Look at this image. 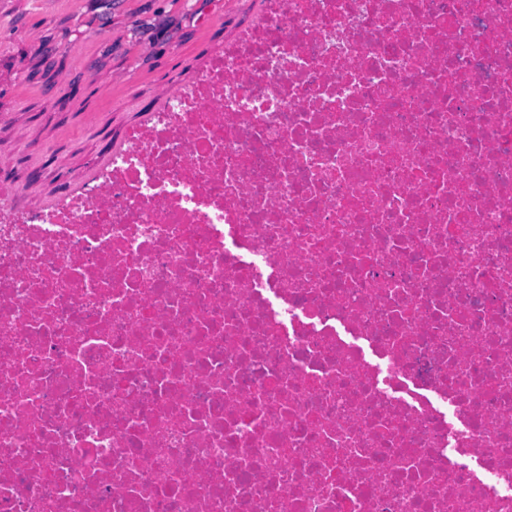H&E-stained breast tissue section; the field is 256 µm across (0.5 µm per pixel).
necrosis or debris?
Wrapping results in <instances>:
<instances>
[{"mask_svg": "<svg viewBox=\"0 0 512 512\" xmlns=\"http://www.w3.org/2000/svg\"><path fill=\"white\" fill-rule=\"evenodd\" d=\"M126 138L0 195V512H512V0H267Z\"/></svg>", "mask_w": 512, "mask_h": 512, "instance_id": "4bbe7bcc", "label": "necrosis or debris"}]
</instances>
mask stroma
Instances as JSON below:
<instances>
[{"label": "stroma", "instance_id": "obj_1", "mask_svg": "<svg viewBox=\"0 0 512 512\" xmlns=\"http://www.w3.org/2000/svg\"><path fill=\"white\" fill-rule=\"evenodd\" d=\"M263 0H0V191H81Z\"/></svg>", "mask_w": 512, "mask_h": 512}]
</instances>
